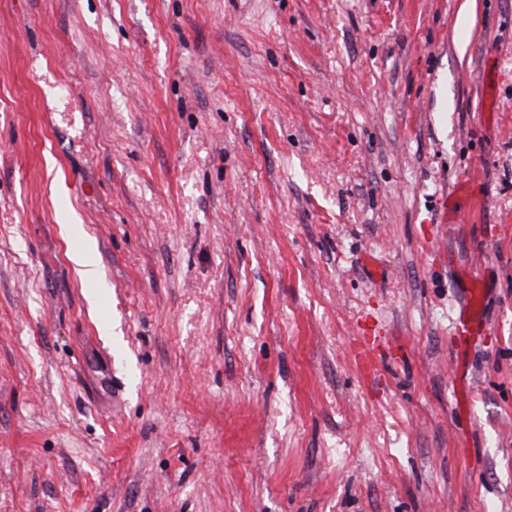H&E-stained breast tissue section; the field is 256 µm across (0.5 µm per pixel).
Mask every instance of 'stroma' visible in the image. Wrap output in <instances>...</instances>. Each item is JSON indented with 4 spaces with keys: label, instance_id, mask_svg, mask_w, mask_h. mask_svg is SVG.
Returning a JSON list of instances; mask_svg holds the SVG:
<instances>
[{
    "label": "stroma",
    "instance_id": "stroma-1",
    "mask_svg": "<svg viewBox=\"0 0 512 512\" xmlns=\"http://www.w3.org/2000/svg\"><path fill=\"white\" fill-rule=\"evenodd\" d=\"M0 512H512V0H0Z\"/></svg>",
    "mask_w": 512,
    "mask_h": 512
}]
</instances>
